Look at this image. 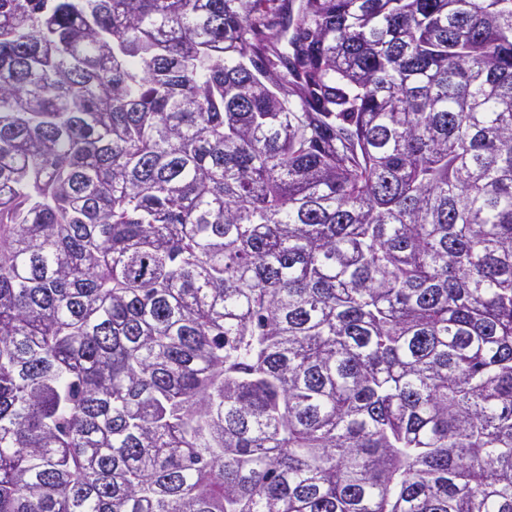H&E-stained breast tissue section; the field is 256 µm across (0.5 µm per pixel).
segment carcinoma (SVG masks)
<instances>
[{
  "label": "carcinoma",
  "instance_id": "obj_1",
  "mask_svg": "<svg viewBox=\"0 0 512 512\" xmlns=\"http://www.w3.org/2000/svg\"><path fill=\"white\" fill-rule=\"evenodd\" d=\"M0 512H512V0H0Z\"/></svg>",
  "mask_w": 512,
  "mask_h": 512
}]
</instances>
